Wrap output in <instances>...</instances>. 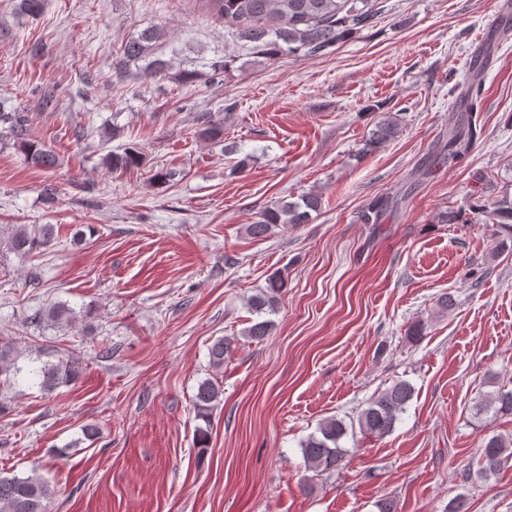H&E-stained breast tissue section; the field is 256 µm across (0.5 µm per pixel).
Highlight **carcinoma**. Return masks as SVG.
Instances as JSON below:
<instances>
[{
    "label": "carcinoma",
    "instance_id": "cac0c4a2",
    "mask_svg": "<svg viewBox=\"0 0 512 512\" xmlns=\"http://www.w3.org/2000/svg\"><path fill=\"white\" fill-rule=\"evenodd\" d=\"M217 16L224 20L226 28L234 37L249 44L251 54L272 59L279 55H301L303 57L321 53L346 36L358 32L372 17L374 0H209ZM165 36L163 28L153 26L139 36L128 40L122 54L113 63V70L120 74L132 64L143 63V76L151 77L168 67V63L153 57L154 44ZM29 114L14 109L0 111V132L13 140L23 151L29 164L42 170L57 166L56 154L44 144L25 138ZM399 131L398 123L386 113L377 122L369 139L371 145L382 144L394 138ZM197 136L211 143L224 141V120L210 114L201 116ZM475 137L472 126L467 131L456 130L448 139V157L461 160L469 154ZM141 152L136 146H128L120 153L108 157L113 170L136 167L141 163ZM390 200L377 198L365 205L361 221L365 224L379 223ZM321 209V196L309 193L296 201L280 200L264 207L257 219L248 225V233L255 238L272 234L281 224H308L312 213ZM55 238V225L41 224L30 230L20 227L9 239L8 249L20 256H28L48 247ZM287 282L278 272L271 274L266 286L247 299L250 313L257 321L243 331V336L263 341L274 329L270 316L276 314L279 300ZM74 318V312L64 304H53L30 317V325L37 328L57 326ZM238 338L224 336L209 348V364L218 369L236 348ZM15 345L0 342V385L8 387L20 372ZM81 373L78 362L67 358L56 364H46L39 370L40 388L51 393L62 385L75 381ZM414 387L406 380H398L370 398L358 415L357 422L346 423L344 419L330 416L323 419L316 429L301 442L306 468L323 475L341 468L348 450L341 441L349 430L359 429L364 434L378 438L390 435L406 411L414 396ZM223 390L211 379L198 384L193 396L196 417L209 421L212 410L220 402ZM512 414V389L500 387L482 394L472 406V417L481 419L489 412ZM481 466L475 473L479 480L493 477L512 461V437L495 434L481 440ZM54 495L49 481L39 475H0V512H47V504Z\"/></svg>",
    "mask_w": 512,
    "mask_h": 512
}]
</instances>
